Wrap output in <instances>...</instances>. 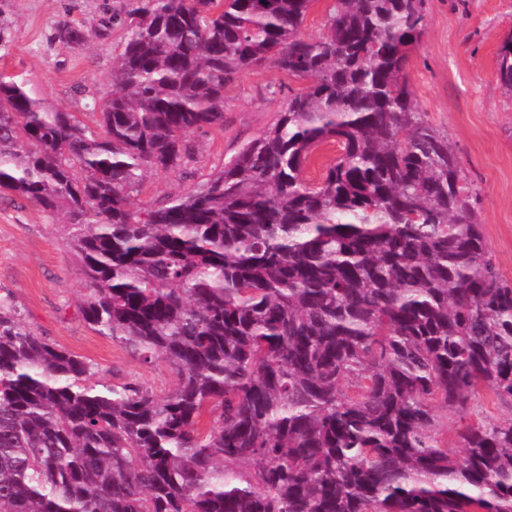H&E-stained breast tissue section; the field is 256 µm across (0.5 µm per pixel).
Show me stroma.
Here are the masks:
<instances>
[{
  "mask_svg": "<svg viewBox=\"0 0 512 512\" xmlns=\"http://www.w3.org/2000/svg\"><path fill=\"white\" fill-rule=\"evenodd\" d=\"M126 0H0L10 49L0 74L76 116L89 98L112 95V68L123 32L112 28L82 45L55 32L68 21L97 28L106 10ZM425 32L411 51L412 103L447 135L477 192L475 208L501 276L512 283V94L496 75V54L512 34V0H425ZM304 81L266 65L243 71L224 98V127L191 134L195 153L185 171H152L138 193L145 208L184 194L221 171L246 142L272 126ZM83 265L69 244L63 213H48L14 194L0 195V296H10L26 325L90 364L98 378L132 380L157 395L171 391L168 364L144 363L131 349L99 335L82 313Z\"/></svg>",
  "mask_w": 512,
  "mask_h": 512,
  "instance_id": "35a3bbf8",
  "label": "stroma"
}]
</instances>
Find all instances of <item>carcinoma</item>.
<instances>
[{"instance_id": "carcinoma-1", "label": "carcinoma", "mask_w": 512, "mask_h": 512, "mask_svg": "<svg viewBox=\"0 0 512 512\" xmlns=\"http://www.w3.org/2000/svg\"><path fill=\"white\" fill-rule=\"evenodd\" d=\"M130 0L95 131L0 77V190L63 210L84 317L176 375L93 380L0 297V512H512V284L448 136L412 105L423 0ZM64 45L88 41L64 23ZM271 65L309 81L224 169L141 212ZM512 93V33L496 55ZM338 154L315 183L314 152ZM332 3V1L328 0H317L313 2L304 23L303 35L305 37L316 38L324 32V21L328 8Z\"/></svg>"}]
</instances>
